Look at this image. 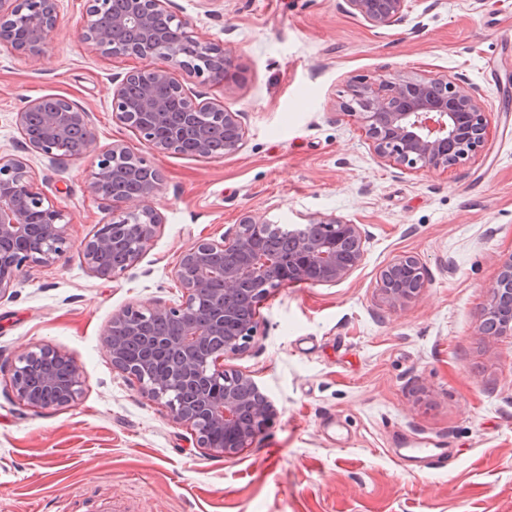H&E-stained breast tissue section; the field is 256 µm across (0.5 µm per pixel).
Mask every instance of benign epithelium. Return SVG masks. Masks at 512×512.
Returning a JSON list of instances; mask_svg holds the SVG:
<instances>
[{
    "label": "benign epithelium",
    "mask_w": 512,
    "mask_h": 512,
    "mask_svg": "<svg viewBox=\"0 0 512 512\" xmlns=\"http://www.w3.org/2000/svg\"><path fill=\"white\" fill-rule=\"evenodd\" d=\"M123 0L108 21L90 6L81 18L79 38L107 56H129L143 66L117 82L112 116L158 155L181 154L182 134L194 135L195 157L215 158L217 146L198 116L208 112L234 134L224 154L237 152L244 139L242 113L202 99L173 76L178 69L203 83H232L237 74L224 46L195 37L189 22L170 9L169 0ZM350 12L374 27L404 20L407 0H346ZM17 0H0V45L37 60L58 22V0H27L29 37L16 41L5 32L19 17ZM170 67H156L158 56ZM339 109L361 125L377 157L400 170L449 169L482 150L486 109L474 88L460 77L448 80L395 73L374 81L359 78ZM27 149L53 162L80 159L94 144L88 114L65 97L48 95L30 101L16 115ZM125 158L150 174V182L132 195L114 197L107 184L126 176L116 166ZM162 185V175L144 157L116 143L96 154L90 188L110 203L112 218L80 243L88 271L100 279L125 273L153 242L162 224L152 207L126 209L132 199H148ZM62 210L34 187L25 159L0 155V301L13 296L19 273L31 263H50L71 248ZM367 233L359 224L323 215L289 229L249 211L220 240L198 239L183 252L173 277L181 301L149 308L129 305L112 314L103 343L120 374L134 379L142 395L164 404L170 421L192 431L196 447L214 457H232L251 447L274 417V409L251 375L224 366V358L245 351L257 320L238 318L235 303L260 302L275 285H334L362 263ZM428 283L421 261L411 255L394 259L379 276V288L393 306L418 298ZM481 333L492 343L512 334V257L503 261L489 287ZM171 321L177 335H153L149 323ZM172 358L170 370L147 375L154 355ZM10 388L35 409L65 407L75 401L82 370L67 354L38 346L8 367Z\"/></svg>",
    "instance_id": "7a95c632"
}]
</instances>
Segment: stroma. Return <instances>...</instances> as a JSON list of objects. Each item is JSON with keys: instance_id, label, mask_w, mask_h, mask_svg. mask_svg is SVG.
<instances>
[{"instance_id": "stroma-1", "label": "stroma", "mask_w": 512, "mask_h": 512, "mask_svg": "<svg viewBox=\"0 0 512 512\" xmlns=\"http://www.w3.org/2000/svg\"><path fill=\"white\" fill-rule=\"evenodd\" d=\"M86 5L60 0L38 61L0 45V153L25 156L73 244L24 268L0 302V360L50 345L83 372L77 399L51 409L19 401L0 372V512H512V335L490 344L478 333L498 263L512 257V0H408L404 21L381 28L344 0H171L239 75L201 88L244 116L241 148L221 159L154 154L113 119L112 80L141 62L79 40ZM385 72L478 87L483 151L448 170L379 159L339 104L352 79ZM44 95L87 112L96 149L123 144L164 175L151 201L158 234L115 279L90 274L78 251L111 216L89 188L91 157L23 149L16 114ZM246 211L278 224L333 214L369 239L346 280L263 301L254 343L224 363L252 375L276 417L251 448L213 458L113 370L102 334L126 306L178 301L185 247L220 239ZM403 254L429 281L393 307L378 278ZM405 443L445 449L447 468L406 470Z\"/></svg>"}]
</instances>
